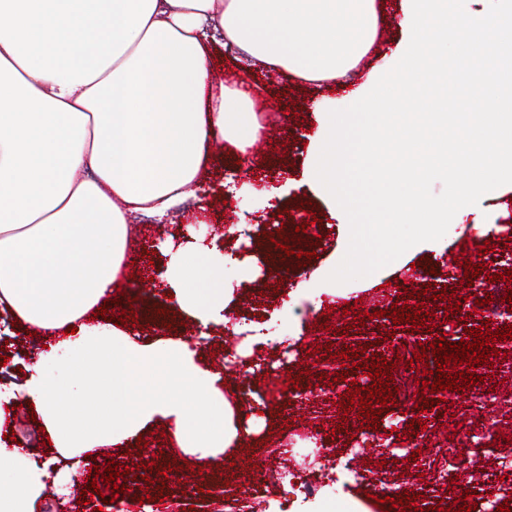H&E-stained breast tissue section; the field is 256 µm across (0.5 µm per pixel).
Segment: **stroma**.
<instances>
[{
    "label": "stroma",
    "instance_id": "stroma-1",
    "mask_svg": "<svg viewBox=\"0 0 512 512\" xmlns=\"http://www.w3.org/2000/svg\"><path fill=\"white\" fill-rule=\"evenodd\" d=\"M379 14V37L373 49L360 65L361 71L371 69L388 71L399 60L398 49L403 34L398 25L401 15V0H377ZM257 86L253 92L256 103L263 110L284 113V120L274 125L272 135L266 136L262 148L251 151L253 160L262 161V168L255 172L240 169L235 158L229 154V144L217 141L212 145L214 157L201 181V194L208 202L204 220H197L195 212H187L182 218L191 236L206 238L228 224L268 225L270 211L255 210L257 193L270 186L273 179L266 177L265 169H276L277 178L284 180L283 194L276 201V208H283L293 201L302 202L305 211L303 222L314 223L317 230L330 234L328 245L316 247L314 258H299L295 266L298 276L281 279L277 276L258 280L254 287L238 289L241 297H249L255 310L253 320L259 321L264 335L272 340L267 346L268 355H278L286 351L288 360L309 361L312 372L301 375V390L292 397L289 404L283 405L280 420L292 418L309 419L320 386L319 376L340 371L338 353L351 347L363 351L365 359L391 357L394 350L413 351L419 345L430 344L435 335L431 332H418L410 329L400 338L399 346H392L389 337L397 326L386 320L382 324H366L357 327L356 315H344L345 304L369 297L370 289L351 283L346 295L338 297L337 313L333 316L334 331L316 329L320 311L316 298L296 295L295 290L302 276L308 275L322 263L328 262L335 249L343 240V230L331 219L322 202L307 188L298 186L299 178L307 155L310 125L315 120L316 108L338 110L344 108L345 92L340 88L319 89L287 73L271 76L257 75ZM484 220L492 229L487 237L494 244V252L484 254L483 260L490 271L502 273L512 269V200L503 198L487 200L479 208L478 215L462 216L460 223L450 224L447 240L439 246L415 251L412 261L418 262L426 271L428 291L440 294L445 284L444 265L454 257L464 256L472 260V253L464 252L467 238L473 237L472 225L475 220ZM137 230L134 244L136 259L134 265L141 271L143 280L136 294L135 313L146 316L161 313L171 319L169 332L176 336L188 334L190 326L173 309L170 298L162 292V276L167 266V258L160 251L162 240L169 238V227L162 226L150 230L147 219L134 215L129 219ZM290 305L291 321H283L276 316V309ZM0 327L5 328V337H0V354H5L9 370L0 384L8 386L22 383L24 367L34 364L36 356L30 354L24 343L25 335L19 327L13 326L9 315L0 313ZM499 381L498 375H491L483 383L473 386L466 393L452 392V404L441 412L402 411L401 408H385L375 425L376 432L366 442L358 444L351 434L359 428L356 412L347 417H334L323 421L317 441L318 447L330 449L329 457L295 458L289 462L291 472L299 475L302 482L325 489L333 485L342 501L357 498L359 491L374 494L377 498L392 495L394 488L400 487V473L408 471L422 474L421 483L413 491L419 499L418 506L449 507L463 496L465 490L483 491L501 484L512 486V467H502L496 458L498 448L512 440V402H504L488 397L487 389ZM424 419L427 431L417 432L415 439H408L403 430L406 424ZM496 419L501 423L492 447L474 452L469 443L472 433L483 429L487 420ZM142 449L119 458L125 466L134 468L135 478L126 479L127 492L124 500L129 512H143L139 500L143 493H150L154 512H261L269 501L283 498L285 491L275 473L279 460L272 451L267 437L247 440L232 456L230 464L203 465L194 455H183L177 448L168 447L156 437L142 436ZM413 443L418 448L416 459L404 461L398 448L404 443ZM359 453L362 463L358 481L342 482L341 474L352 453ZM193 463L191 481L195 492L191 497L180 498L166 488L164 476H156L154 484H147V471L144 464L153 462L163 468L179 458ZM247 466V473L254 475L255 482L248 493H240L238 486L244 474L239 466ZM88 476H81L79 483H68L60 496H46L36 502L34 512H56L58 504H65L70 512H94L103 506L105 498L111 497V487L101 484L99 491H82V484L88 483ZM221 483L220 494L209 491L212 483Z\"/></svg>",
    "mask_w": 512,
    "mask_h": 512
}]
</instances>
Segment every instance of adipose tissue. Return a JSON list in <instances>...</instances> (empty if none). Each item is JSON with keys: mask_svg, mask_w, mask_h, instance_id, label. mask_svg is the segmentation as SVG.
I'll list each match as a JSON object with an SVG mask.
<instances>
[{"mask_svg": "<svg viewBox=\"0 0 512 512\" xmlns=\"http://www.w3.org/2000/svg\"><path fill=\"white\" fill-rule=\"evenodd\" d=\"M214 29L243 65L228 85L208 66ZM377 29L376 0H0V310L52 340L21 385L0 388V430L24 398L56 451L40 464L0 448V512H32L66 484L59 460L157 424L201 459L266 429L201 340L88 314L121 285L129 216L161 223L196 197L211 140L245 155L260 138L250 69L344 79ZM163 248L174 308L207 332L234 312L227 262L261 272L258 256L200 239Z\"/></svg>", "mask_w": 512, "mask_h": 512, "instance_id": "ef3b65f1", "label": "adipose tissue"}]
</instances>
